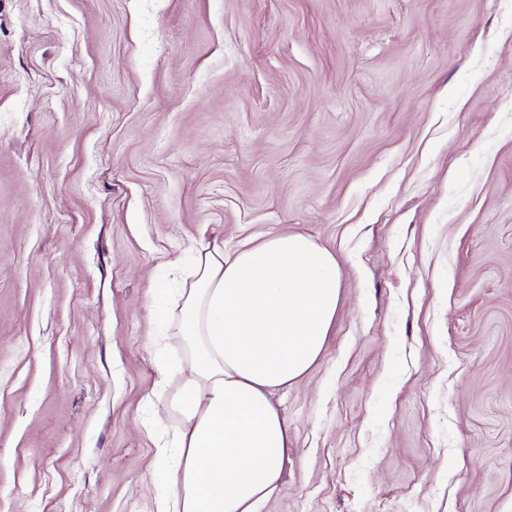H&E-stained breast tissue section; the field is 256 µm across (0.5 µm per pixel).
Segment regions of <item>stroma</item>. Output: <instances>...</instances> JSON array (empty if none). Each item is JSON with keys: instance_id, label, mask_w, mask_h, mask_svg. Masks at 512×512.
Wrapping results in <instances>:
<instances>
[{"instance_id": "1", "label": "stroma", "mask_w": 512, "mask_h": 512, "mask_svg": "<svg viewBox=\"0 0 512 512\" xmlns=\"http://www.w3.org/2000/svg\"><path fill=\"white\" fill-rule=\"evenodd\" d=\"M283 231L342 288L261 512H512V0H0V512H154L149 289Z\"/></svg>"}]
</instances>
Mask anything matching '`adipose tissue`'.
I'll use <instances>...</instances> for the list:
<instances>
[{
    "mask_svg": "<svg viewBox=\"0 0 512 512\" xmlns=\"http://www.w3.org/2000/svg\"><path fill=\"white\" fill-rule=\"evenodd\" d=\"M340 288L335 255L298 232L230 253L200 241L179 293L153 284L188 354L156 512H259L274 495L290 437L271 397L321 354Z\"/></svg>",
    "mask_w": 512,
    "mask_h": 512,
    "instance_id": "1",
    "label": "adipose tissue"
}]
</instances>
